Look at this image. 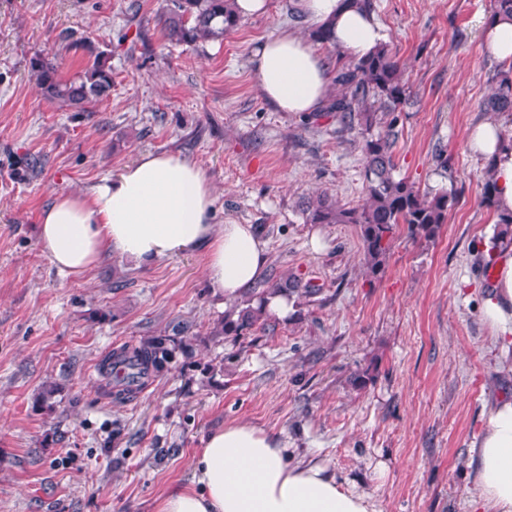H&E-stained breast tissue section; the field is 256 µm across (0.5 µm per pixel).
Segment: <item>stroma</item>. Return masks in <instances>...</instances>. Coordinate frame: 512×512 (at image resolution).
<instances>
[{
	"instance_id": "35a3bbf8",
	"label": "stroma",
	"mask_w": 512,
	"mask_h": 512,
	"mask_svg": "<svg viewBox=\"0 0 512 512\" xmlns=\"http://www.w3.org/2000/svg\"><path fill=\"white\" fill-rule=\"evenodd\" d=\"M373 3L411 87L396 174L448 197L436 236L416 242L399 229L374 278L356 225L308 224L299 209L321 191L363 203L360 134L324 111H276L252 75L266 38L309 30L296 0H269L224 39L192 45L165 38V0H0V512H156L171 484L190 480L202 438L234 421L326 464L376 512H471L484 408L512 400V354L480 312L490 279L477 248L497 231L480 200L486 160L467 147L493 86L479 37L488 0ZM94 49L112 66L110 98L86 112L46 100L30 58L48 55L72 79ZM438 144L445 171L432 159ZM148 151L199 164L215 223L253 225L267 275L289 269L322 293L243 344L198 345L194 366L116 404L98 370L112 348L177 322L205 334L223 316L205 255L138 268L107 255L65 278L38 227L56 196ZM205 364L224 371L204 381ZM46 384L57 388L49 411L35 404Z\"/></svg>"
}]
</instances>
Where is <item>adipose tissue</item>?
Here are the masks:
<instances>
[{"label":"adipose tissue","mask_w":512,"mask_h":512,"mask_svg":"<svg viewBox=\"0 0 512 512\" xmlns=\"http://www.w3.org/2000/svg\"><path fill=\"white\" fill-rule=\"evenodd\" d=\"M312 26L330 27L350 57L384 39L376 15L356 0H298ZM254 79L280 112L308 116L326 105L327 66L309 35L267 38L253 54ZM477 155L495 160L496 208L512 212V150L501 127L485 121L468 136ZM214 191L202 168L181 155L146 152L87 192L56 197L45 210L39 245L63 276H80L107 254L140 264L205 251L214 295L233 301L261 278L266 243L252 225L213 224ZM494 278L482 314L503 353L512 352V245L484 247ZM475 502L482 512H512V400L490 405L473 446ZM191 484L163 494L156 512H374L369 497L342 487L327 466L293 459L287 444L246 422L208 433L193 455Z\"/></svg>","instance_id":"obj_1"}]
</instances>
